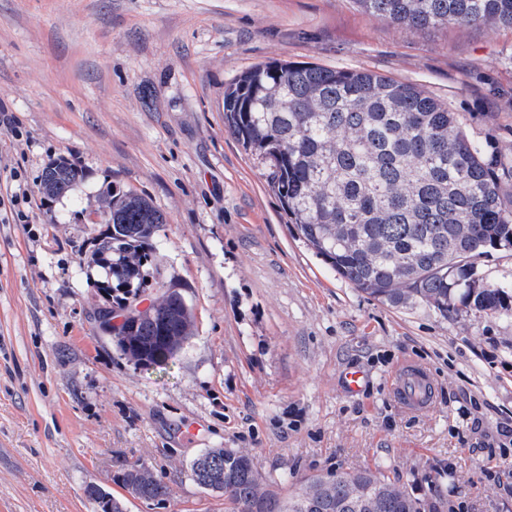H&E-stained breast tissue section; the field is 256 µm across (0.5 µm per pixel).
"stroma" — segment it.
I'll use <instances>...</instances> for the list:
<instances>
[{"instance_id":"stroma-1","label":"stroma","mask_w":512,"mask_h":512,"mask_svg":"<svg viewBox=\"0 0 512 512\" xmlns=\"http://www.w3.org/2000/svg\"><path fill=\"white\" fill-rule=\"evenodd\" d=\"M369 70L448 105L486 152L512 151V28L399 29L354 0H0V512H92L84 494L136 463L157 506L228 512L191 463L254 456L285 499L309 477L380 468L432 512H512V312L390 307L302 243L265 169L224 131V87L270 61ZM84 172L56 199L45 168ZM148 197L167 223L161 265L185 286L194 335L167 365L129 360L94 320L113 281L96 254L101 200ZM411 359L436 377L432 409L392 394ZM365 375L360 391L343 376Z\"/></svg>"}]
</instances>
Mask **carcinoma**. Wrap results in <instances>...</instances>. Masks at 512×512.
<instances>
[{
    "instance_id": "1",
    "label": "carcinoma",
    "mask_w": 512,
    "mask_h": 512,
    "mask_svg": "<svg viewBox=\"0 0 512 512\" xmlns=\"http://www.w3.org/2000/svg\"><path fill=\"white\" fill-rule=\"evenodd\" d=\"M398 28L512 27V0H356ZM224 130L265 167L287 223L317 257L352 286L391 307L419 305L446 314L461 303L479 311L512 310V293L485 282L480 266L512 249V153L485 158L456 114L426 91L367 71L272 61L232 79L224 90ZM83 178L65 160L50 164L42 193L55 198ZM103 258L119 284L140 279L147 249L166 224L153 202L114 188L103 199ZM157 298L146 309L107 307L126 320L112 340L128 358H173L193 336L192 309L175 277L153 273ZM202 488L224 494L229 512H426L425 504L384 472L338 467L314 475L280 502L261 490L255 458L212 448L192 464ZM118 480L147 502L167 487L144 465ZM101 512L124 501L85 487Z\"/></svg>"
}]
</instances>
